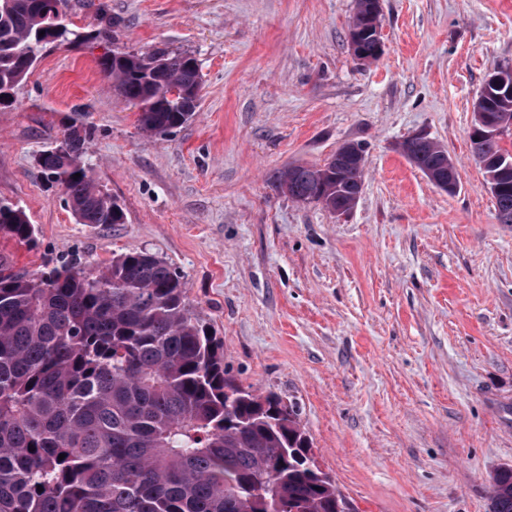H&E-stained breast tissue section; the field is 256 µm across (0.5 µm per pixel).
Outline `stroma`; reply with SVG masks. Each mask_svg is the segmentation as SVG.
<instances>
[{
    "mask_svg": "<svg viewBox=\"0 0 512 512\" xmlns=\"http://www.w3.org/2000/svg\"><path fill=\"white\" fill-rule=\"evenodd\" d=\"M380 4L383 52L364 65L355 0H69L71 29L117 36L48 46L0 109V200L38 239L0 250L31 271L162 257L236 382L298 405L356 512H489L512 467V225L470 133L488 74L512 65V0ZM161 45L197 59L203 88L190 122L151 138L98 61ZM75 121L125 223H77L35 164ZM420 132L455 161V193L401 154ZM345 143L365 159L347 214L276 188Z\"/></svg>",
    "mask_w": 512,
    "mask_h": 512,
    "instance_id": "1",
    "label": "stroma"
}]
</instances>
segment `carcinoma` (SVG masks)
<instances>
[{
    "instance_id": "1",
    "label": "carcinoma",
    "mask_w": 512,
    "mask_h": 512,
    "mask_svg": "<svg viewBox=\"0 0 512 512\" xmlns=\"http://www.w3.org/2000/svg\"><path fill=\"white\" fill-rule=\"evenodd\" d=\"M67 0H0V107L37 54L56 42L85 43L53 20ZM118 95L138 108V128L165 136L195 115V57L168 49L109 54L100 61ZM472 130L485 174L512 161V94L484 83ZM89 129L73 124L35 157L79 224H123V207L83 160ZM418 164L444 169L443 151L410 142ZM80 177H75V174ZM363 171L336 182L329 164L293 165L276 188L305 202L347 203ZM493 195L496 217L512 224V171ZM36 246L26 211L0 200V237ZM64 458H59V455ZM43 491H38V488ZM490 512H512V467L493 476ZM0 512H348L331 475L314 465L299 414L273 396L235 384L223 348L191 313L186 282L139 248L112 254L102 270L62 265L19 268L0 251Z\"/></svg>"
}]
</instances>
